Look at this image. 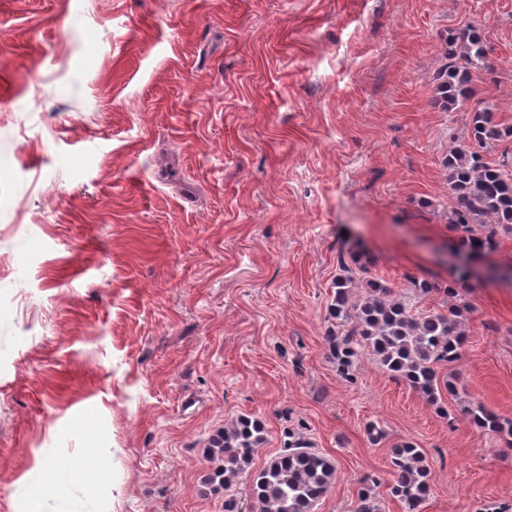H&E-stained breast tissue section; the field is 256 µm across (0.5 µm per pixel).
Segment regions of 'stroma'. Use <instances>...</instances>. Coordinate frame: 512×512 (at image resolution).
<instances>
[{"mask_svg": "<svg viewBox=\"0 0 512 512\" xmlns=\"http://www.w3.org/2000/svg\"><path fill=\"white\" fill-rule=\"evenodd\" d=\"M471 18L486 62L447 112ZM482 108L512 127V0H0V512L48 461L80 475L45 512H224L204 450L244 414L253 470L290 430L334 461L314 512L367 477L408 512L401 441L431 468L419 512L512 507V438L458 405L512 421V284L463 294L437 404L366 353L347 382L326 341L345 252L399 294L447 281L443 161ZM481 27L480 20H469L446 44L445 52L450 62L438 77L437 100L447 111L455 109L469 97L473 71L484 65L486 50ZM464 403L461 405V412L477 427L490 433L512 437V421L501 419L479 403Z\"/></svg>", "mask_w": 512, "mask_h": 512, "instance_id": "stroma-1", "label": "stroma"}]
</instances>
